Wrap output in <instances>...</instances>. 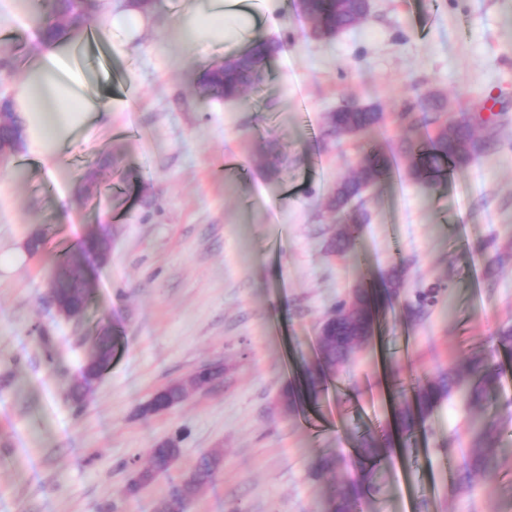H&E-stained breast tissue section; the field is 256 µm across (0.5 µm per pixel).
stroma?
<instances>
[{
    "label": "stroma",
    "mask_w": 512,
    "mask_h": 512,
    "mask_svg": "<svg viewBox=\"0 0 512 512\" xmlns=\"http://www.w3.org/2000/svg\"><path fill=\"white\" fill-rule=\"evenodd\" d=\"M189 5L155 0L134 41L117 29L96 43L110 64L89 75L112 111L59 153L57 171L17 155L0 170V257L48 232L37 256L0 270V512H156L215 448L223 468L185 512H320L334 485L356 477L357 444L390 430V393L477 354L512 366V348L494 340L512 324V0H371L360 25L320 41L306 38L292 0H269L252 35L171 50ZM254 38L278 44L257 88L231 102L199 97L201 71ZM36 48L21 26L0 45L19 60L0 70L1 91L12 93ZM429 93L445 98L448 118L483 109L490 121L478 131L496 140L433 189L410 179L400 152L433 126L397 119ZM350 100L377 106L384 123L328 135V115ZM372 146L394 167L363 196L361 266L328 249L337 224L327 200ZM106 156L99 192L85 198L80 176ZM104 229L102 264L81 248ZM70 254L93 286L79 324L47 303L48 277ZM362 281L379 313L370 344L283 414L278 396L315 361L322 318ZM436 283L438 303L407 318L405 301ZM103 321L116 354L77 406L70 388ZM213 359L231 368L224 383L139 415L154 391ZM470 414L453 396L426 416L410 447L374 466L363 512H401L407 482L410 512H512V436L489 477L466 488L448 475L443 445L465 447ZM175 433L178 462L128 494L134 465ZM327 454L340 466L315 476Z\"/></svg>",
    "instance_id": "1"
}]
</instances>
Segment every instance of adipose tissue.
Wrapping results in <instances>:
<instances>
[{
	"instance_id": "ef3b65f1",
	"label": "adipose tissue",
	"mask_w": 512,
	"mask_h": 512,
	"mask_svg": "<svg viewBox=\"0 0 512 512\" xmlns=\"http://www.w3.org/2000/svg\"><path fill=\"white\" fill-rule=\"evenodd\" d=\"M225 12L220 0H199L178 21L191 41L202 43L224 36ZM39 51L25 79L16 84L12 104L24 126V148L34 161L52 165L62 143L72 139L96 112L111 104L80 94L88 82L85 70L74 64L70 46L42 39L33 31Z\"/></svg>"
}]
</instances>
